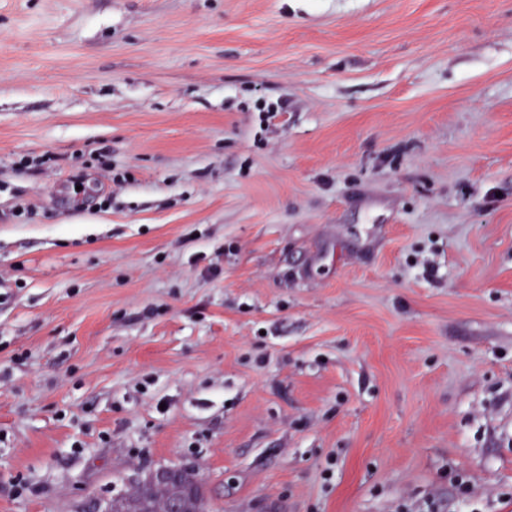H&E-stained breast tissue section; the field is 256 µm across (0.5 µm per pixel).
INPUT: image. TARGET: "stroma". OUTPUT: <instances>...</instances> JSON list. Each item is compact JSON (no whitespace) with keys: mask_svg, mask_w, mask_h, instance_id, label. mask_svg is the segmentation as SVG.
Here are the masks:
<instances>
[{"mask_svg":"<svg viewBox=\"0 0 512 512\" xmlns=\"http://www.w3.org/2000/svg\"><path fill=\"white\" fill-rule=\"evenodd\" d=\"M512 512V0H0V512ZM185 469V467L179 465L160 468L152 466L141 472L138 483L147 480L159 484H179V474L184 472ZM195 486H186L184 494L175 496V492L161 486L136 487L131 493L112 498V512H162L165 502L171 499V509L167 512H181L186 497L198 500V512L205 506L202 482L198 476Z\"/></svg>","mask_w":512,"mask_h":512,"instance_id":"stroma-1","label":"stroma"}]
</instances>
